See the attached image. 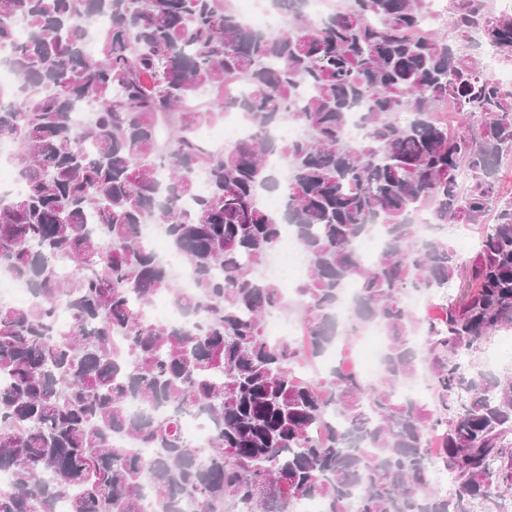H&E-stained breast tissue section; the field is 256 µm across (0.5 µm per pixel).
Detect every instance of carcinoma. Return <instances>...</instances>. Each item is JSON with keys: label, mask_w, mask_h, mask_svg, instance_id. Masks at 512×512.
I'll list each match as a JSON object with an SVG mask.
<instances>
[{"label": "carcinoma", "mask_w": 512, "mask_h": 512, "mask_svg": "<svg viewBox=\"0 0 512 512\" xmlns=\"http://www.w3.org/2000/svg\"><path fill=\"white\" fill-rule=\"evenodd\" d=\"M274 2L276 34L240 21L234 0H0V55L18 74L0 90V139L24 181L0 194V262L32 292L26 304L0 303V471L12 479L0 512H53L67 492L72 512H143L147 495L156 512L184 498L193 512H292L306 498L327 512H495L512 489V376L461 363L512 328V194L497 179L512 155V90L470 46L476 33L512 66V12L450 0L462 39L450 44L418 31L429 0H344L326 18L301 0ZM102 15L92 55L87 27ZM18 21L29 29L22 43ZM232 81L246 85L241 96L196 103ZM444 103L461 118L455 132L435 118ZM358 105L355 142L347 124ZM77 106L92 112L82 128ZM227 109L250 136L202 146L197 129ZM285 121L306 135L273 138ZM271 191L279 212L258 205ZM419 211L436 227L495 218L463 260L411 223ZM375 222L386 243L366 263L356 241ZM147 223L165 226L193 273L189 291L140 237ZM287 225L309 261L293 300L256 277ZM59 263L72 274L60 277ZM349 280L357 293L340 322ZM450 286L438 317L408 303ZM160 293L190 320L146 319ZM60 306L71 324L58 333ZM283 311L299 314L303 342L265 338V318ZM371 324L385 336L377 380L342 368L297 376L298 361ZM423 371L443 417L398 396ZM131 400L170 411L133 416ZM185 411L213 425L203 451L185 440ZM118 437L156 455H121ZM435 467L452 473L453 495L432 487Z\"/></svg>", "instance_id": "1"}]
</instances>
